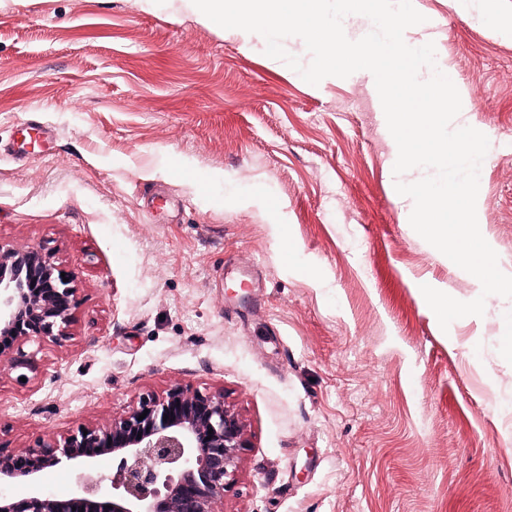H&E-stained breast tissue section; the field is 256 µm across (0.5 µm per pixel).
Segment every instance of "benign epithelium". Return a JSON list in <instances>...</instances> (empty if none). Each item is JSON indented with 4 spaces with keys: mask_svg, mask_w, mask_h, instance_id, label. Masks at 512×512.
Returning <instances> with one entry per match:
<instances>
[{
    "mask_svg": "<svg viewBox=\"0 0 512 512\" xmlns=\"http://www.w3.org/2000/svg\"><path fill=\"white\" fill-rule=\"evenodd\" d=\"M75 293L51 254L0 244V334L15 342L9 366L17 377L33 368L26 345L70 337ZM245 447L244 426L224 395L188 384L162 396L146 392L105 426L81 425L64 437L47 432L18 452L0 448V486L17 490L0 495V512H224ZM104 456L116 462L108 485L94 476ZM60 466L80 469L65 499L41 484L45 471Z\"/></svg>",
    "mask_w": 512,
    "mask_h": 512,
    "instance_id": "7a95c632",
    "label": "benign epithelium"
}]
</instances>
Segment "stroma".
I'll list each match as a JSON object with an SVG mask.
<instances>
[{"label": "stroma", "mask_w": 512, "mask_h": 512, "mask_svg": "<svg viewBox=\"0 0 512 512\" xmlns=\"http://www.w3.org/2000/svg\"><path fill=\"white\" fill-rule=\"evenodd\" d=\"M183 2L0 0V243L77 299L27 384L0 365V446L190 384L244 426L224 512H512V299L441 330L421 285L482 288L398 205L367 77L311 85ZM413 5L490 141L477 219L512 273V0Z\"/></svg>", "instance_id": "stroma-1"}]
</instances>
